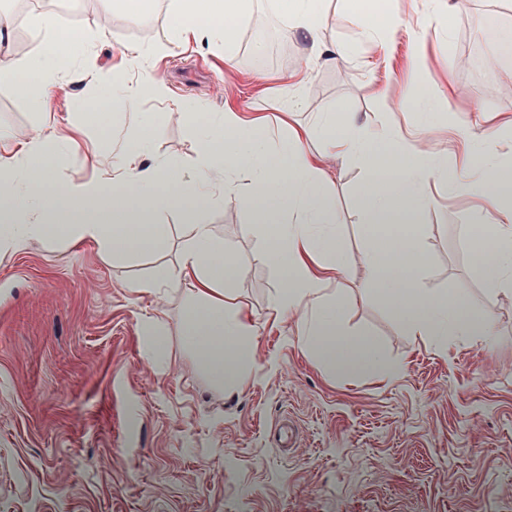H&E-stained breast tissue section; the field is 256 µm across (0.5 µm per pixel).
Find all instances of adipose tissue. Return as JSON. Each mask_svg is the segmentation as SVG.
<instances>
[{
    "instance_id": "obj_1",
    "label": "adipose tissue",
    "mask_w": 512,
    "mask_h": 512,
    "mask_svg": "<svg viewBox=\"0 0 512 512\" xmlns=\"http://www.w3.org/2000/svg\"><path fill=\"white\" fill-rule=\"evenodd\" d=\"M178 3L182 24L171 42L127 48L120 66L101 76L102 84L129 108L147 97L165 98L164 83L148 72L147 63L172 45L204 35L223 43L225 57H232L237 22L251 0H220L212 16L200 12L198 0ZM36 25L43 34L36 57L19 59L0 50V81L35 103L38 87L59 77L60 58L80 60L82 46L93 38L88 31L58 39L61 23L50 13ZM133 73L138 81H130ZM391 109L390 101L382 100L370 129L329 108L313 124L277 133L257 111L245 117L228 109L220 117L205 118L196 108L179 107L180 118L195 128L199 140L197 169L188 188L167 163H147L148 140L138 127L127 132L123 158L106 176L57 185L38 163L69 156L70 146L52 129H42L13 153L0 155V248L14 250L30 238L52 242L60 236L93 244L104 258L123 260L161 250L169 229L152 222L153 213L182 210L191 221V240L180 256V276L196 298L184 313L183 344L204 363L215 386L240 390L255 360L258 329L234 297L233 284L242 270L202 215L214 203L249 198L261 257L282 271L272 299L275 318L288 315L302 323L304 347L313 359L345 375L392 381L403 373V364L387 361L375 339L343 321V295L334 285L346 263L338 249L331 180L319 155L307 150V141H324L364 170L362 233L369 243L364 289L383 296L411 335L442 342L451 336L489 338L495 322L488 315H472L462 300L419 287L424 253L411 229L428 205L422 189L446 179L458 193L479 192L495 209V222L482 225L476 238L477 259L488 291L512 293V179L494 164L490 136L481 141L488 163L477 179L449 176L447 163L433 156L426 142L446 103L422 105L421 134L412 142L389 132L386 114Z\"/></svg>"
}]
</instances>
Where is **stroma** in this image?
<instances>
[{"label": "stroma", "mask_w": 512, "mask_h": 512, "mask_svg": "<svg viewBox=\"0 0 512 512\" xmlns=\"http://www.w3.org/2000/svg\"><path fill=\"white\" fill-rule=\"evenodd\" d=\"M175 0H142L136 11L103 0H0L12 14L9 51L17 58L39 48L36 17L60 16L66 32L98 28L76 69L47 89L44 109L0 83V149H14L41 126L70 139L72 155L51 162L63 185L98 178L119 160L112 138L142 124L149 160H163L181 177L198 159L195 133L174 113L177 104L222 113L263 111L272 125L282 116L275 88L308 70L303 108L291 123H310L333 107L368 124L389 99L390 130L412 138L423 99H447L430 135L449 173L478 169L483 159L463 138L490 131L497 164L512 173V64L496 42L482 39L486 13L512 28V0H465L431 18L433 0H385L375 22L394 29L385 48L363 40L355 13L372 0H327L318 33L326 48L350 46L337 61L309 60L310 41L284 8L253 0L238 22L234 59L220 43L183 47L151 60L165 100L144 99L129 109L102 95L101 73L126 47L172 33ZM429 19L424 45L418 21ZM272 28L281 44L264 57L253 52L254 32ZM222 72V82L209 70ZM102 97L97 114L77 100ZM322 155L334 183L330 197L339 220L347 275L343 319L373 336L385 358L404 364L399 378L381 383L346 377L312 359L298 320L272 319L279 270L258 258L249 200L209 208L204 219L232 249L242 269L235 295L257 324V358L245 389L212 386L182 344V312L189 302L179 259L190 241L188 217L177 209L154 214L168 225L164 249L107 261L94 246L28 241L0 251V512H512V293L484 284L472 241L490 223L479 193L459 196L450 186L427 187L418 236L425 255L420 287L462 299L495 321L485 342L449 337L447 345L411 336L392 308L361 287L367 279L361 231L364 173L352 159ZM165 271L175 283L163 294L138 292L135 282ZM164 308L167 358L156 361L139 334L142 321Z\"/></svg>", "instance_id": "1"}]
</instances>
